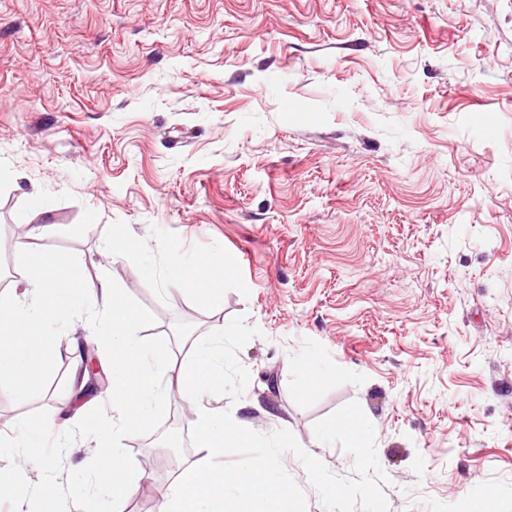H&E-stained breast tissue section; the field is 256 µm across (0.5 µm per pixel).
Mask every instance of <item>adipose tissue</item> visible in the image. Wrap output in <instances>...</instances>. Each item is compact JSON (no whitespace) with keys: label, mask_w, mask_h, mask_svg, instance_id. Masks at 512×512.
Returning <instances> with one entry per match:
<instances>
[{"label":"adipose tissue","mask_w":512,"mask_h":512,"mask_svg":"<svg viewBox=\"0 0 512 512\" xmlns=\"http://www.w3.org/2000/svg\"><path fill=\"white\" fill-rule=\"evenodd\" d=\"M42 226L31 227L28 241L18 243L16 252L24 270L21 281L0 294V380L9 381L14 393L28 389L29 351L13 344L21 329H37L66 317L78 302L101 308L103 319L93 339L111 356L112 421L93 426L90 435L98 453L88 469L100 492L119 503L135 496L143 487V476L128 467L124 442L136 427L129 414L151 417L170 397L178 394L194 415L195 460L180 465L169 494L159 512H276L273 503L280 497L279 474L267 458H260L243 473L224 469V444L239 432L221 408L212 405L210 388L200 375L208 371L224 374V339L213 336L194 343L188 358L170 362L167 344L144 335V316L126 301L119 288L105 277L89 282L80 290L64 285L52 273L46 259L36 257L33 240L41 238ZM232 255L217 252L195 262H174L171 277L179 284L198 286L204 302L212 308L224 302L222 289L205 285V277L230 267Z\"/></svg>","instance_id":"obj_1"}]
</instances>
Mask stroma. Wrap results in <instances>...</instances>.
<instances>
[{"instance_id":"1","label":"stroma","mask_w":512,"mask_h":512,"mask_svg":"<svg viewBox=\"0 0 512 512\" xmlns=\"http://www.w3.org/2000/svg\"><path fill=\"white\" fill-rule=\"evenodd\" d=\"M36 224L175 358L223 337L210 399L250 433L224 468L270 458L285 512H512V0H0V238ZM217 251L221 309L141 280ZM101 319L19 335L28 390L0 389V439L68 420L27 474L58 512H113L83 466L111 361L78 391L66 352ZM180 404L126 440L134 469ZM349 413L370 444L317 447Z\"/></svg>"}]
</instances>
